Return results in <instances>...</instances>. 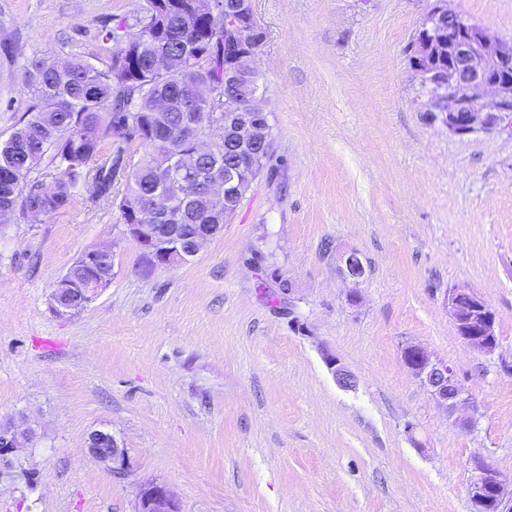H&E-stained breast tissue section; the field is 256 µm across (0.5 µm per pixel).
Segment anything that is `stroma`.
I'll list each match as a JSON object with an SVG mask.
<instances>
[{
	"label": "stroma",
	"mask_w": 512,
	"mask_h": 512,
	"mask_svg": "<svg viewBox=\"0 0 512 512\" xmlns=\"http://www.w3.org/2000/svg\"><path fill=\"white\" fill-rule=\"evenodd\" d=\"M141 2L0 0V140L32 103L25 58H95ZM253 5L272 156L192 261L146 269L89 182L0 223V424L36 431L0 456V512H135L151 482L180 512H471L477 456L512 491V125L457 136L428 112L407 47L429 0ZM448 7L512 37V0ZM112 242L111 283L57 313L58 278ZM460 286L496 315L493 354L444 304ZM410 345L452 367L472 429L409 373ZM94 430L123 441V475L86 452ZM338 260L341 272L351 283L357 285L364 279L366 269L356 251H344L339 254Z\"/></svg>",
	"instance_id": "stroma-1"
}]
</instances>
